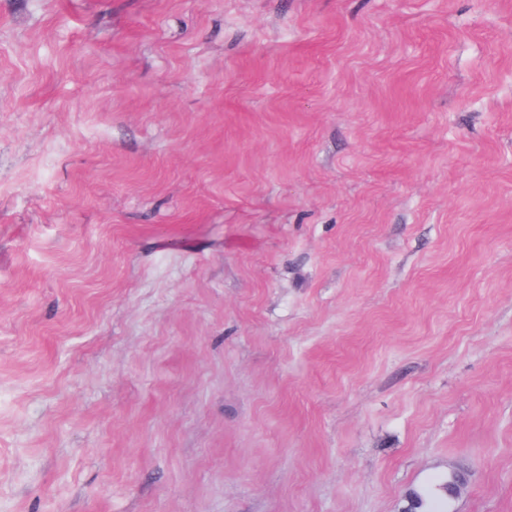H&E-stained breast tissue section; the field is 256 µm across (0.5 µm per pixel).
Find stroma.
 I'll return each instance as SVG.
<instances>
[{
	"label": "stroma",
	"mask_w": 512,
	"mask_h": 512,
	"mask_svg": "<svg viewBox=\"0 0 512 512\" xmlns=\"http://www.w3.org/2000/svg\"><path fill=\"white\" fill-rule=\"evenodd\" d=\"M512 512V0H0V512ZM458 475L452 473L447 479L434 487L423 489L422 491H413L409 494L408 499H413L418 511L422 512H447L445 508V500H447L448 492L457 484ZM438 485V486H437ZM437 486V487H436ZM436 487V488H435Z\"/></svg>",
	"instance_id": "obj_1"
}]
</instances>
